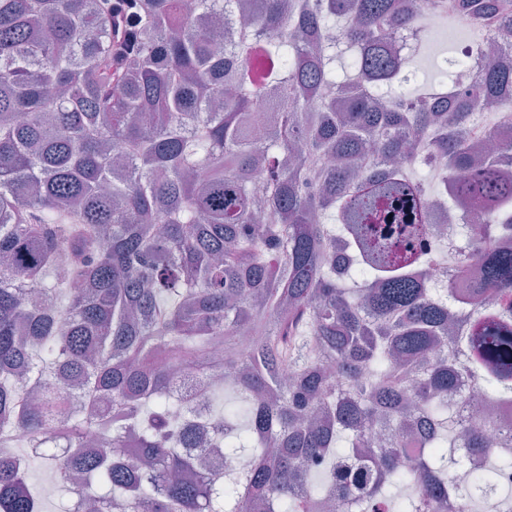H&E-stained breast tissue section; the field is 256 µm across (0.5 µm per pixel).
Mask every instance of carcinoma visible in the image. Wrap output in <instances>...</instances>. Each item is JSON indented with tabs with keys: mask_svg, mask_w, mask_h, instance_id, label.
Returning <instances> with one entry per match:
<instances>
[{
	"mask_svg": "<svg viewBox=\"0 0 512 512\" xmlns=\"http://www.w3.org/2000/svg\"><path fill=\"white\" fill-rule=\"evenodd\" d=\"M136 11L120 70L112 3L0 0V512H38L34 460L94 512H462L455 470L470 509L500 503L509 438L448 397L512 402V222L453 247L429 203L512 211V137L471 121L512 109V0ZM425 12L473 33L464 94L452 65L393 92V34ZM219 366L196 425L170 393ZM237 454L245 473L211 465Z\"/></svg>",
	"mask_w": 512,
	"mask_h": 512,
	"instance_id": "cac0c4a2",
	"label": "carcinoma"
}]
</instances>
